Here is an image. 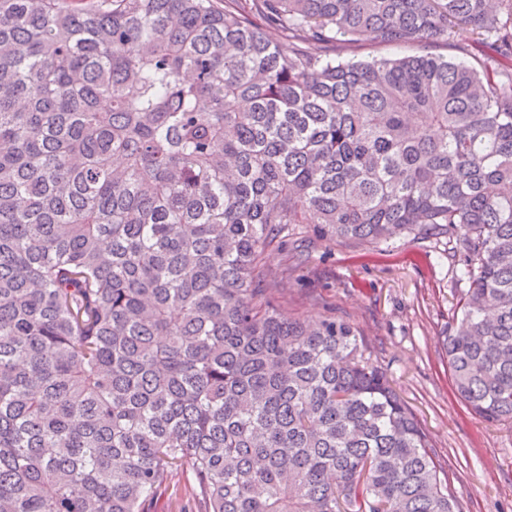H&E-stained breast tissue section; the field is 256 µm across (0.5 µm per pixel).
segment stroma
Masks as SVG:
<instances>
[{
  "label": "stroma",
  "mask_w": 512,
  "mask_h": 512,
  "mask_svg": "<svg viewBox=\"0 0 512 512\" xmlns=\"http://www.w3.org/2000/svg\"><path fill=\"white\" fill-rule=\"evenodd\" d=\"M459 242L400 237L354 244L295 224L264 253L265 292L288 315L335 310L356 329L426 433L465 512H512V423L475 414L456 396L443 346L460 297Z\"/></svg>",
  "instance_id": "stroma-1"
}]
</instances>
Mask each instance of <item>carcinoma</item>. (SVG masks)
<instances>
[{"mask_svg":"<svg viewBox=\"0 0 512 512\" xmlns=\"http://www.w3.org/2000/svg\"><path fill=\"white\" fill-rule=\"evenodd\" d=\"M290 224L462 242L448 370L512 423V0H0V512H463L259 287ZM186 480L181 475L176 476L173 485L176 484L177 494L174 493L176 487L172 488V486L166 493H162L155 505L156 512H181L184 510L183 507L186 505L184 490V485L187 483Z\"/></svg>","mask_w":512,"mask_h":512,"instance_id":"obj_1","label":"carcinoma"}]
</instances>
